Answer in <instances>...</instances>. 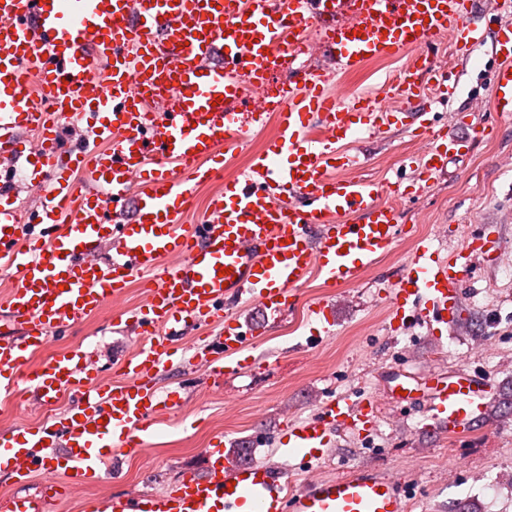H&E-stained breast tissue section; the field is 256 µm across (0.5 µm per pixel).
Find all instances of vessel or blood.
Here are the masks:
<instances>
[{
	"instance_id": "vessel-or-blood-1",
	"label": "vessel or blood",
	"mask_w": 512,
	"mask_h": 512,
	"mask_svg": "<svg viewBox=\"0 0 512 512\" xmlns=\"http://www.w3.org/2000/svg\"><path fill=\"white\" fill-rule=\"evenodd\" d=\"M507 23L472 19L475 0H0V159L5 175L24 165L41 190L21 212L0 189V271L9 274L0 333V396L48 402L73 394L60 423L0 430V475L23 483L47 469L64 444L71 472L49 487L66 496L94 478L123 448L149 447L160 416L178 412V393L156 378L184 346L204 355L212 375L236 373L239 354L259 338L234 303L282 313L311 273L353 287L404 234L385 187L352 176L356 156L339 148L360 132L384 135L392 112L361 93L331 89L332 76L296 68L313 45L348 74L367 60L404 59L390 96L406 102L432 84L434 101L453 96L459 71L432 67L430 52L451 41L460 60L489 45L500 63L490 74L492 107L512 117V0H496ZM290 70L288 82L276 75ZM39 79L43 90L31 89ZM165 110H154L157 102ZM86 117L98 141L61 155L69 115ZM318 117L310 127V117ZM276 131L246 171L225 180L197 223L183 221L198 183L220 177L248 137ZM425 138L423 154L403 164L419 195L461 151L431 119L402 120ZM112 256L100 257L103 246ZM487 241L464 232L451 251L415 237L400 279L387 292L393 324L416 322L429 334L458 316L461 289ZM144 277L142 301L121 307L130 282ZM114 324L140 342L118 368L121 382L89 371L82 346L29 366L50 335H62L107 305ZM220 326L218 339L188 342L192 328ZM406 402H421L432 427L463 433L482 420L489 392L462 369L402 382ZM376 400H323L309 422L288 432V447L321 458L332 433L367 437ZM205 475L147 496L87 501L84 512H407L400 479L360 468L309 475L290 490L287 465L244 463L213 448ZM0 512H47L45 499L13 496Z\"/></svg>"
}]
</instances>
